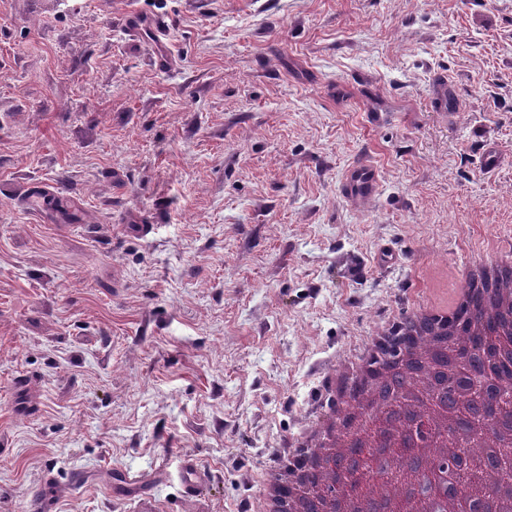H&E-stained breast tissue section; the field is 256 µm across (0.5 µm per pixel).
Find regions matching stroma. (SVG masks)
I'll return each instance as SVG.
<instances>
[{
    "instance_id": "obj_1",
    "label": "stroma",
    "mask_w": 512,
    "mask_h": 512,
    "mask_svg": "<svg viewBox=\"0 0 512 512\" xmlns=\"http://www.w3.org/2000/svg\"><path fill=\"white\" fill-rule=\"evenodd\" d=\"M505 250L512 0H0V512H259L364 341ZM340 190L352 204H359L376 195L380 190L376 167L368 161L352 164L341 182Z\"/></svg>"
}]
</instances>
